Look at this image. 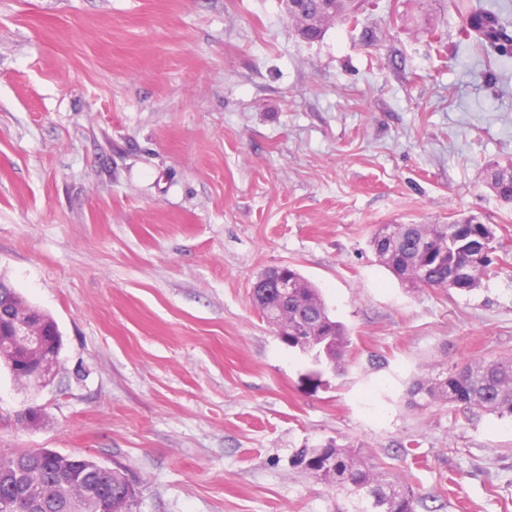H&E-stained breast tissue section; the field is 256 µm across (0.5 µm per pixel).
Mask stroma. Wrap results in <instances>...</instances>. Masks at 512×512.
<instances>
[{"instance_id":"1","label":"stroma","mask_w":512,"mask_h":512,"mask_svg":"<svg viewBox=\"0 0 512 512\" xmlns=\"http://www.w3.org/2000/svg\"><path fill=\"white\" fill-rule=\"evenodd\" d=\"M494 0H362L314 41L283 0H0V278L63 335L49 384L0 369V449L126 470L137 512H343L292 465L362 447L418 512H512V419L411 407L434 368L512 354V267L403 287L386 224L512 231V51ZM291 265L350 332L335 372L251 301ZM41 408L22 425L18 413ZM467 25L466 36L475 38L486 47L501 51L506 44L512 43V36L508 33L511 21L502 10L471 9ZM484 181L499 200L512 204V163L485 169Z\"/></svg>"}]
</instances>
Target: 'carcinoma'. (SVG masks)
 I'll return each instance as SVG.
<instances>
[{
  "label": "carcinoma",
  "instance_id": "obj_1",
  "mask_svg": "<svg viewBox=\"0 0 512 512\" xmlns=\"http://www.w3.org/2000/svg\"><path fill=\"white\" fill-rule=\"evenodd\" d=\"M359 0H309L290 14L299 35L316 40L337 21L357 19ZM512 22L501 10L472 9L466 36L494 50L512 43ZM484 181L499 200L512 204V163L485 169ZM477 216L468 224H399L393 238L375 231L370 245L379 263L409 288L461 291L480 287L497 265L508 264L509 253L498 241L481 250ZM285 270L297 288L282 300L268 288L251 291L253 305L292 349L310 355L334 370L345 367L351 345L346 327L335 320L320 289L296 268ZM410 404L423 409L447 406L453 410L512 418V357L469 359L416 379L408 391ZM336 458V469L315 466L320 455ZM297 464L313 480L343 492L350 512H417L421 497L400 478L382 471L353 445L334 440L303 448ZM119 470L107 472L82 455L36 449L0 451V512H135L138 491ZM112 486V506L100 501L99 490Z\"/></svg>",
  "mask_w": 512,
  "mask_h": 512
}]
</instances>
